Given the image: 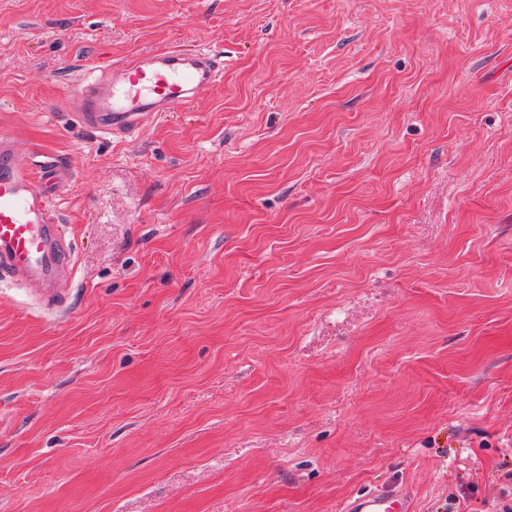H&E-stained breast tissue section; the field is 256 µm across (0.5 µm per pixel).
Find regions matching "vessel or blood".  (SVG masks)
<instances>
[{"mask_svg": "<svg viewBox=\"0 0 512 512\" xmlns=\"http://www.w3.org/2000/svg\"><path fill=\"white\" fill-rule=\"evenodd\" d=\"M222 73L206 51L168 49L122 63L111 74L82 79L74 104L84 126L129 137L144 118L189 104ZM63 179L53 161L32 165L0 133V276L37 285L40 304L57 312L67 304L61 280L74 271L73 246L59 220ZM345 512H412L406 491L375 490L351 499Z\"/></svg>", "mask_w": 512, "mask_h": 512, "instance_id": "obj_1", "label": "vessel or blood"}]
</instances>
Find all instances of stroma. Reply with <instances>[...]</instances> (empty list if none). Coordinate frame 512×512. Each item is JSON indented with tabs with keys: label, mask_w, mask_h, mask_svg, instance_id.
I'll list each match as a JSON object with an SVG mask.
<instances>
[{
	"label": "stroma",
	"mask_w": 512,
	"mask_h": 512,
	"mask_svg": "<svg viewBox=\"0 0 512 512\" xmlns=\"http://www.w3.org/2000/svg\"><path fill=\"white\" fill-rule=\"evenodd\" d=\"M222 52L126 140L84 74ZM68 310L0 282V512L512 505V0H0ZM346 512H412L411 499L401 489L375 490L351 499L344 507Z\"/></svg>",
	"instance_id": "1"
}]
</instances>
